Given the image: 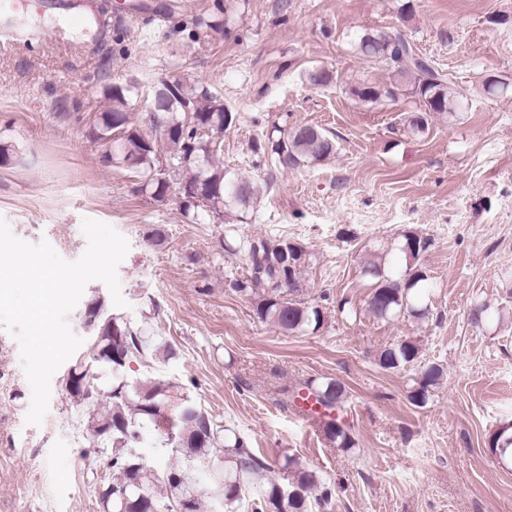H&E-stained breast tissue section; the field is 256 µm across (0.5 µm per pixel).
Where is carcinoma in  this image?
Wrapping results in <instances>:
<instances>
[{"mask_svg": "<svg viewBox=\"0 0 512 512\" xmlns=\"http://www.w3.org/2000/svg\"><path fill=\"white\" fill-rule=\"evenodd\" d=\"M355 50L372 65L391 67L404 83L384 90L363 82L351 89L362 101H374L385 95L397 97L410 90L423 100L428 112L454 111L451 77L434 69L417 53L414 45L398 30H372L358 35ZM307 82L323 87L333 82L325 68L306 72ZM164 81L174 87L169 98L156 95L160 84L148 87L151 112L143 124L132 122L139 87L134 83L114 84L104 90L110 108L93 120L89 137L106 146L104 161L111 167L140 177L143 191L155 198L164 197L175 185L199 183L205 189L204 200L182 202V216L193 224H208L224 215L226 207L246 209L254 199V188L245 180L226 178L221 158L224 130L237 121L226 109L223 99L199 82L191 83L174 73ZM165 125L184 128L185 136L163 141ZM271 158L282 168L320 161L334 152L329 137L318 127L303 125L286 131L278 126L267 135ZM172 162L166 177L158 178V154ZM430 242L407 233L400 251L412 258L427 250ZM249 262V278L230 282L231 288L246 293L254 302V312L263 322L282 332L293 334L324 325V312L317 304L299 299L298 282L308 265L304 247L287 240L248 239L239 245ZM372 280L369 301L378 318L391 319L402 314L424 318L429 314L423 282L427 276L418 267L402 274L388 272L376 261L362 268ZM91 319L86 326L92 332L86 354L68 368V374H81L83 388L72 396L88 410L86 444L111 452L107 462L108 484L102 492L107 512H178L187 501L186 512H200V500L220 499L227 512L246 502L247 512H334L336 489L315 469L303 468L298 460L284 456L273 466L251 448L249 441L236 433H226L224 425L211 414L193 405L181 386L151 377L130 379L131 363L147 370L155 361L157 347L153 337L108 313L105 300L89 302ZM419 350L411 342L390 345L378 356L379 365L398 369L418 359ZM436 364L421 368L417 387L410 393L417 406L426 404L429 388L440 379ZM291 400L311 399L323 408L322 429L326 440L336 448L350 450L355 439L350 426L340 417L348 399L345 385L336 379H314L283 388ZM152 426L168 443L193 462L209 459L210 451L224 447V471L209 487H197L189 469L172 466L162 472L144 462L135 447L140 430ZM505 425L491 433L486 445L499 459L512 450V437Z\"/></svg>", "mask_w": 512, "mask_h": 512, "instance_id": "carcinoma-1", "label": "carcinoma"}]
</instances>
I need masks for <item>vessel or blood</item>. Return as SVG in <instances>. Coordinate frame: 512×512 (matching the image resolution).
Wrapping results in <instances>:
<instances>
[{
	"instance_id": "1",
	"label": "vessel or blood",
	"mask_w": 512,
	"mask_h": 512,
	"mask_svg": "<svg viewBox=\"0 0 512 512\" xmlns=\"http://www.w3.org/2000/svg\"><path fill=\"white\" fill-rule=\"evenodd\" d=\"M85 0H0V43L39 51L46 39L65 44L90 26Z\"/></svg>"
}]
</instances>
